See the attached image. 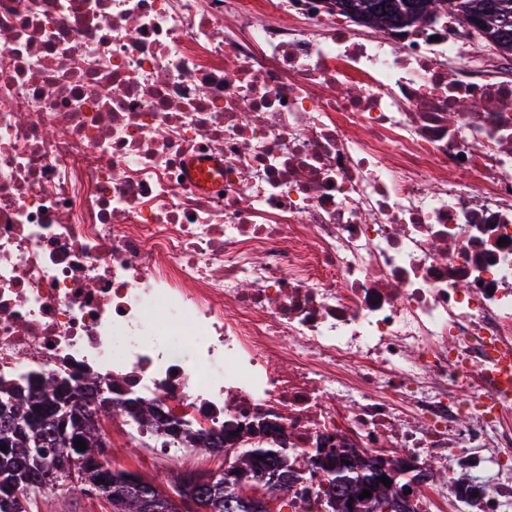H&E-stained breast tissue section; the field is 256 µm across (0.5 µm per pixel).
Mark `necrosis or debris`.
<instances>
[{"mask_svg": "<svg viewBox=\"0 0 512 512\" xmlns=\"http://www.w3.org/2000/svg\"><path fill=\"white\" fill-rule=\"evenodd\" d=\"M507 359L512 61L466 22L0 0V388L139 401L144 469L267 443L512 512ZM288 505L334 512L309 469Z\"/></svg>", "mask_w": 512, "mask_h": 512, "instance_id": "1", "label": "necrosis or debris"}]
</instances>
